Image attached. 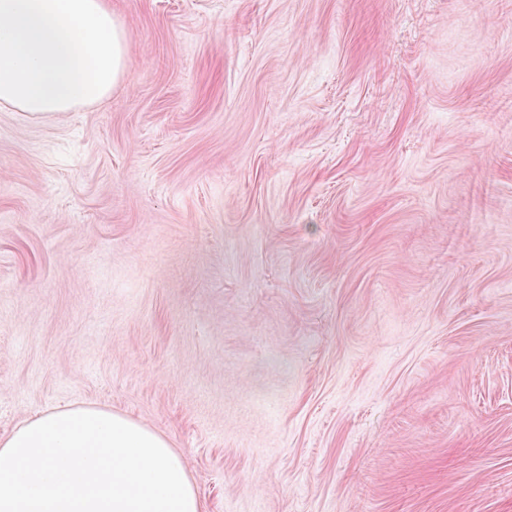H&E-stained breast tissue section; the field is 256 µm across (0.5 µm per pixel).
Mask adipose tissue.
<instances>
[{"label": "adipose tissue", "instance_id": "ef3b65f1", "mask_svg": "<svg viewBox=\"0 0 512 512\" xmlns=\"http://www.w3.org/2000/svg\"><path fill=\"white\" fill-rule=\"evenodd\" d=\"M0 512H202L162 434L93 406L25 420L0 439Z\"/></svg>", "mask_w": 512, "mask_h": 512}]
</instances>
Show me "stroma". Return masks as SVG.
<instances>
[{"instance_id":"obj_1","label":"stroma","mask_w":512,"mask_h":512,"mask_svg":"<svg viewBox=\"0 0 512 512\" xmlns=\"http://www.w3.org/2000/svg\"><path fill=\"white\" fill-rule=\"evenodd\" d=\"M106 101L0 107V438L72 404L203 512H512V0H110Z\"/></svg>"}]
</instances>
